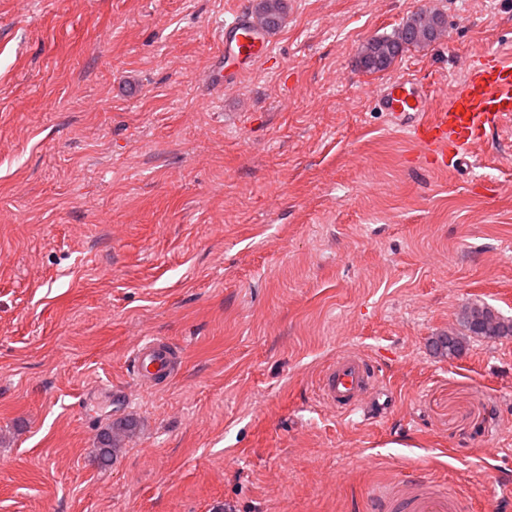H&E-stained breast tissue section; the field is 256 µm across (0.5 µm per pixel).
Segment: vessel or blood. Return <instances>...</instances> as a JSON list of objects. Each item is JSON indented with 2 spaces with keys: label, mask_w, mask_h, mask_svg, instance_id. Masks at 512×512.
<instances>
[{
  "label": "vessel or blood",
  "mask_w": 512,
  "mask_h": 512,
  "mask_svg": "<svg viewBox=\"0 0 512 512\" xmlns=\"http://www.w3.org/2000/svg\"><path fill=\"white\" fill-rule=\"evenodd\" d=\"M224 58L216 59L206 78L209 86L223 87L225 57L259 63L271 41L251 15L239 13L220 34ZM379 111L393 126L411 130L426 155L439 166L460 161L488 128L512 118V64L493 60L469 67L464 82L442 111L433 110L431 99L412 77L390 79L375 94ZM181 356L171 345L153 338L140 345L131 360L139 384L157 385L173 377ZM320 399L342 414L364 412L367 418L381 416L385 408L379 375L372 360L357 353H344L326 365L318 378ZM376 512H464V500L454 489L425 482L392 483L372 496Z\"/></svg>",
  "instance_id": "obj_1"
}]
</instances>
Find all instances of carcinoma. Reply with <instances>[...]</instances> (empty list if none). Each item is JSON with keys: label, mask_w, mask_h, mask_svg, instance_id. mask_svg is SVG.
<instances>
[{"label": "carcinoma", "mask_w": 512, "mask_h": 512, "mask_svg": "<svg viewBox=\"0 0 512 512\" xmlns=\"http://www.w3.org/2000/svg\"><path fill=\"white\" fill-rule=\"evenodd\" d=\"M255 11L263 22L266 30L273 31L279 27L283 12L284 0H259ZM444 26V19L438 15L424 11L413 15L395 34L381 36L370 40L363 55L377 58L383 67L366 65L368 72H380L411 46L433 41ZM462 327L474 336L496 339L512 335V320L499 316L487 306L474 305L464 308L461 314ZM464 345L458 336H440L434 341V349L442 356L456 357L463 351ZM134 423L125 421L119 425L109 424L102 431L95 460L101 467L112 464L116 447L122 437L132 433Z\"/></svg>", "instance_id": "carcinoma-1"}]
</instances>
